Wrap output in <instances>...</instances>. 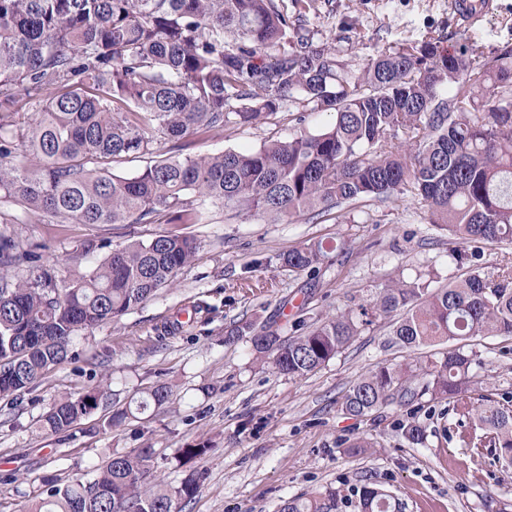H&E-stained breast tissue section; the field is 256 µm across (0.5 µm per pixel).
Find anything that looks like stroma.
I'll list each match as a JSON object with an SVG mask.
<instances>
[{
  "instance_id": "stroma-1",
  "label": "stroma",
  "mask_w": 512,
  "mask_h": 512,
  "mask_svg": "<svg viewBox=\"0 0 512 512\" xmlns=\"http://www.w3.org/2000/svg\"><path fill=\"white\" fill-rule=\"evenodd\" d=\"M275 2L289 16H302L315 42L335 46L340 60L353 67L382 48L404 44L435 41L451 51L469 41L489 56L512 46V0H495L496 9L467 28L455 18L454 0ZM331 121L330 113L297 104L252 127L191 135L186 152L256 149L302 129L317 132ZM418 211L414 194L404 192L382 203L332 209L319 224L304 216L274 223L222 211L198 224H43L1 198L0 231L26 245H44V260L55 263L63 278L74 267L97 263L94 255L78 265L72 260L88 238L118 248L133 238L179 234L194 237L199 249L172 285L141 307L79 333L76 358L50 369L18 406L0 399V512H19L34 478L74 477L102 463L112 449L156 448L158 477L177 484L183 476L177 449L201 441L210 450L194 465L206 479L182 512H278L289 498L334 489L350 496L366 483L383 485L405 512H484L490 499L512 512V469L449 437L447 402L425 397L419 407L394 403L362 418L343 412L357 379L410 357L388 345L389 316L374 312L338 356L305 377L262 368L249 337L224 340L233 321L287 336L303 319L372 309L392 280L428 271L447 279L448 239L420 223ZM313 242L328 251L329 263L302 273L284 263L289 248ZM470 346L483 359L476 392L497 400L512 396V337H478ZM103 380L115 409L158 384L169 387L170 401L112 430L99 411L70 436L36 428L55 401ZM411 417L426 426L425 442L417 447L396 430L397 422Z\"/></svg>"
}]
</instances>
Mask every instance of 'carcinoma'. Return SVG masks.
I'll use <instances>...</instances> for the list:
<instances>
[{
	"label": "carcinoma",
	"mask_w": 512,
	"mask_h": 512,
	"mask_svg": "<svg viewBox=\"0 0 512 512\" xmlns=\"http://www.w3.org/2000/svg\"><path fill=\"white\" fill-rule=\"evenodd\" d=\"M290 27H302L274 0H0V102L26 91L37 118L17 133L0 121V196L49 224H197L214 208L277 221L316 216L363 199L383 202L407 189L421 200V219L448 235V265L467 268L459 280L393 281L374 309L403 316L390 343L416 349L448 342L425 364L383 366L358 380L342 403L363 417L400 400H446L448 428L481 455L512 465V400L471 396L477 352L460 342L512 336V271L484 272L472 243L512 250V49L493 57L466 42L447 53L435 42L381 49L359 69L335 48L299 34L281 48ZM238 41L232 47L225 40ZM302 103L333 113L318 134L298 131L253 150L170 157L124 178L112 161L151 152L157 137L255 126L266 115ZM404 136V141L394 139ZM193 237L160 234L114 249L88 273L65 284L41 261L0 233V358L12 375L0 398L12 403L50 368L74 355L77 332H90L140 307L171 284L194 258ZM321 245L284 254L299 272L323 265ZM27 265L18 278L10 267ZM363 319L316 318L287 338L260 334L249 322L224 331L225 341L249 335L256 360L279 374L306 376L357 336ZM107 398L100 383L56 401L39 419L66 434ZM169 402L156 385L136 401L145 412ZM131 407L109 411L116 428ZM413 445L424 427L398 423ZM157 451H111L106 460L67 481L39 478L21 512H182L199 493L202 471L176 485L154 478ZM355 504L334 490L283 501L278 512H403L387 491L362 486Z\"/></svg>",
	"instance_id": "1"
}]
</instances>
